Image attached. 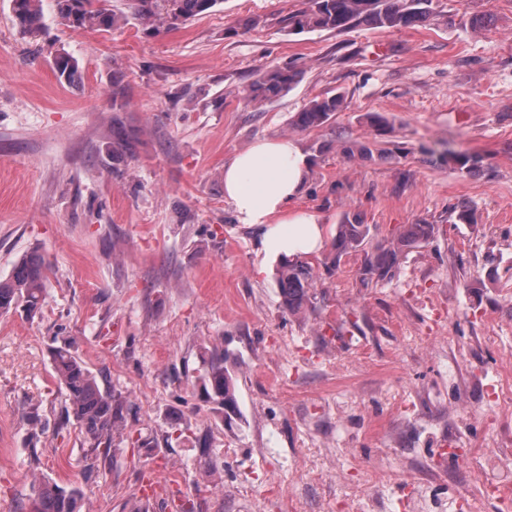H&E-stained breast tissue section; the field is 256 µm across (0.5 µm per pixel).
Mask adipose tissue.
Listing matches in <instances>:
<instances>
[{"label": "adipose tissue", "mask_w": 512, "mask_h": 512, "mask_svg": "<svg viewBox=\"0 0 512 512\" xmlns=\"http://www.w3.org/2000/svg\"><path fill=\"white\" fill-rule=\"evenodd\" d=\"M310 167L309 154L294 139L256 141L224 165V196L238 223L259 230L269 255L294 259L325 244L322 219L289 208L301 195Z\"/></svg>", "instance_id": "adipose-tissue-1"}]
</instances>
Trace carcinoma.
Here are the masks:
<instances>
[{
	"mask_svg": "<svg viewBox=\"0 0 512 512\" xmlns=\"http://www.w3.org/2000/svg\"><path fill=\"white\" fill-rule=\"evenodd\" d=\"M17 24L35 31L41 24V0H13ZM223 0H129L136 18L156 26L173 27L213 9ZM60 17L74 27L110 28L117 17L94 6L93 0H56ZM432 15V0H310V8L288 17V26L296 30L320 29L347 32L360 26L401 29L427 21ZM297 72L288 66L262 72L247 90L248 98L261 103L291 88ZM343 107L340 95L311 101L297 113L293 125L300 129L320 127ZM435 234L433 224H409L393 239L370 245L369 226L358 217L337 225L333 240L334 263L354 251L363 252L361 281L383 280L391 275L406 252L429 243ZM276 280L283 305L290 313L311 307L315 296L314 273L310 263L285 259L276 269ZM47 281L44 259L32 253L20 259L11 275L0 280V313L18 307L28 315L42 305ZM53 377L66 392L69 409L93 451L109 456L112 432L123 422L124 401L112 389L99 385L85 363L67 348L51 353ZM203 391L224 410L226 418L237 411L235 378L224 366V352L214 349L203 376ZM83 493L80 488L66 489L44 477L32 484L28 512H77Z\"/></svg>",
	"mask_w": 512,
	"mask_h": 512,
	"instance_id": "cac0c4a2",
	"label": "carcinoma"
}]
</instances>
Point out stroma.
Masks as SVG:
<instances>
[{
    "label": "stroma",
    "instance_id": "35a3bbf8",
    "mask_svg": "<svg viewBox=\"0 0 512 512\" xmlns=\"http://www.w3.org/2000/svg\"><path fill=\"white\" fill-rule=\"evenodd\" d=\"M308 2L222 0L155 29L104 0L120 22L98 31L42 0L28 34L0 0V279L33 251L49 267L40 312L0 314V512H23L37 476L79 486L82 512H143L147 486L150 512L174 495L183 512H348L377 489L401 512L420 493L453 512L462 490L502 512L474 462L512 445V403L492 395L512 374V0H433L402 29L293 31ZM285 65L289 91L247 98ZM334 94L327 123L293 125ZM119 133L131 150L116 156ZM275 138L310 154L292 206L327 237L357 215L375 242L422 222L434 239L369 283L362 253L336 264L324 247L309 258L313 307L289 314L277 260L224 197L225 162ZM449 146L475 168L442 159ZM64 345L126 401L109 458L66 414L51 367ZM216 349L236 376L228 423L202 388Z\"/></svg>",
    "mask_w": 512,
    "mask_h": 512
}]
</instances>
